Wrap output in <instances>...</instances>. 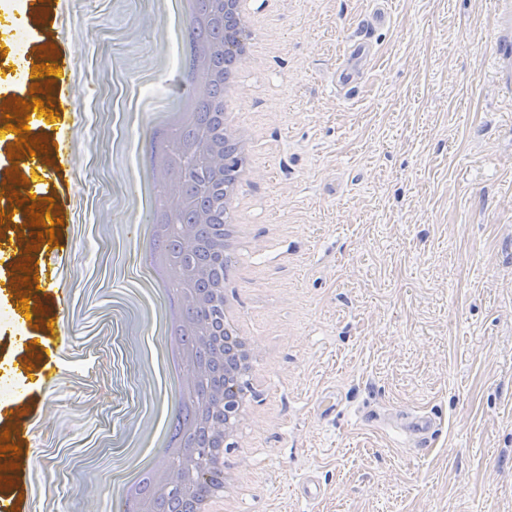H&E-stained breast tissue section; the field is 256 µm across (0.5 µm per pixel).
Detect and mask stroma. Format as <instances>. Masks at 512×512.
Segmentation results:
<instances>
[{
    "label": "stroma",
    "instance_id": "35a3bbf8",
    "mask_svg": "<svg viewBox=\"0 0 512 512\" xmlns=\"http://www.w3.org/2000/svg\"><path fill=\"white\" fill-rule=\"evenodd\" d=\"M32 34L0 14V102L44 42L81 57L57 116L34 131L62 150L47 197L63 226L34 250L62 287L52 385L29 370L0 304V427L33 459L26 512H108L102 481L132 460L160 389L139 334L151 318L127 224L160 113L188 90L190 46L166 58L160 0H17ZM281 0L248 63L259 129L247 189L253 247L246 309L262 386L245 444L240 512H512V91L494 61L496 0ZM376 56L353 90L335 71L350 40ZM332 398L334 411L320 403ZM422 412L425 453L385 414ZM314 481L317 499L300 492Z\"/></svg>",
    "mask_w": 512,
    "mask_h": 512
}]
</instances>
